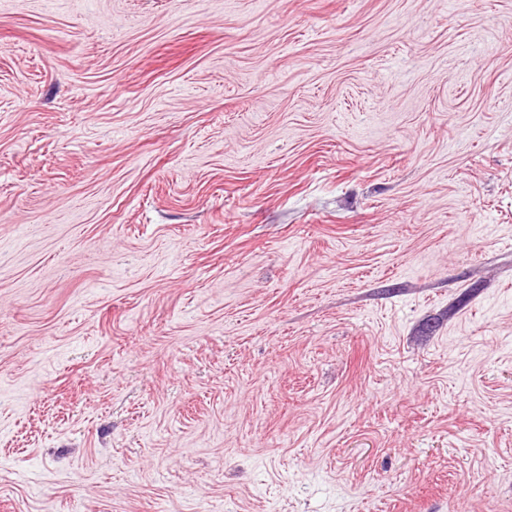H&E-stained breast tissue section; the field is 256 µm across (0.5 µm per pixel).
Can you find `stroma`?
I'll use <instances>...</instances> for the list:
<instances>
[{
	"label": "stroma",
	"mask_w": 512,
	"mask_h": 512,
	"mask_svg": "<svg viewBox=\"0 0 512 512\" xmlns=\"http://www.w3.org/2000/svg\"><path fill=\"white\" fill-rule=\"evenodd\" d=\"M0 512H512V0H0Z\"/></svg>",
	"instance_id": "obj_1"
}]
</instances>
